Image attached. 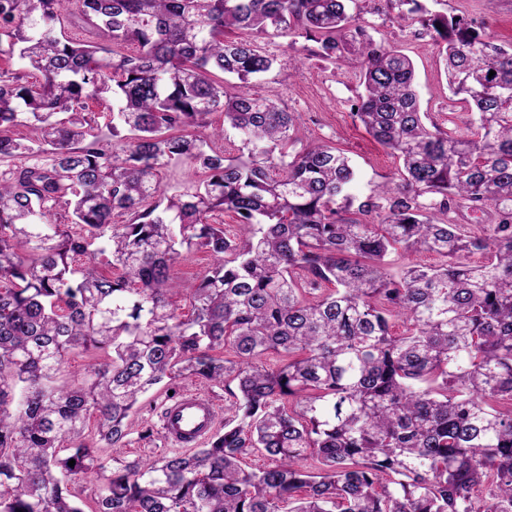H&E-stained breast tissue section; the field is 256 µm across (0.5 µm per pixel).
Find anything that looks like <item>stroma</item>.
<instances>
[{
    "mask_svg": "<svg viewBox=\"0 0 512 512\" xmlns=\"http://www.w3.org/2000/svg\"><path fill=\"white\" fill-rule=\"evenodd\" d=\"M371 12L361 22L376 43L407 54L415 64L416 89L422 111L434 121L451 124L453 131L467 130L469 115L462 103L452 99L437 46L424 34L419 22L403 26L392 23L397 12L389 0H372ZM435 13L459 15L497 42H512V0H428ZM259 50L276 57L275 68L254 82L253 91L276 99L298 116L299 145L322 140L345 150L362 175L360 196H367L376 183H398L399 162L387 153L352 116V105L362 88L359 73L349 64H331L316 57L314 41L289 34L288 37L252 35ZM187 380L158 386L142 399L133 417L131 433L120 450L121 458L152 460L166 448L160 427V412L170 393L187 387ZM150 438H143L146 429Z\"/></svg>",
    "mask_w": 512,
    "mask_h": 512,
    "instance_id": "obj_1",
    "label": "stroma"
}]
</instances>
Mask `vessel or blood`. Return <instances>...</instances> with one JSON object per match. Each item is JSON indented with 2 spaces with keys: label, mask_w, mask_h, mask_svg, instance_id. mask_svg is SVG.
<instances>
[{
  "label": "vessel or blood",
  "mask_w": 512,
  "mask_h": 512,
  "mask_svg": "<svg viewBox=\"0 0 512 512\" xmlns=\"http://www.w3.org/2000/svg\"><path fill=\"white\" fill-rule=\"evenodd\" d=\"M161 422L168 444L183 449L199 447L215 429L214 403L200 391H183L165 405Z\"/></svg>",
  "instance_id": "vessel-or-blood-1"
}]
</instances>
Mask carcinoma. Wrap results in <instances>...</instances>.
I'll list each match as a JSON object with an SVG mask.
<instances>
[{"label":"carcinoma","mask_w":512,"mask_h":512,"mask_svg":"<svg viewBox=\"0 0 512 512\" xmlns=\"http://www.w3.org/2000/svg\"><path fill=\"white\" fill-rule=\"evenodd\" d=\"M71 2L0 0V59L20 65L0 72V165L26 159L0 179V512H512V45L394 0L470 111L458 135L420 111L412 60L351 0ZM232 28L295 31L356 65L352 115L400 184L361 201L344 152L292 151L295 113L249 90L276 58ZM173 160L204 179L166 195ZM223 211L232 235L211 222ZM466 211L487 213L480 233ZM192 250L212 265L175 280ZM105 252L119 273L94 262ZM416 253L440 262L389 271ZM74 351L86 376L54 385ZM177 379L224 388L217 432L153 461L105 454Z\"/></svg>","instance_id":"carcinoma-1"}]
</instances>
